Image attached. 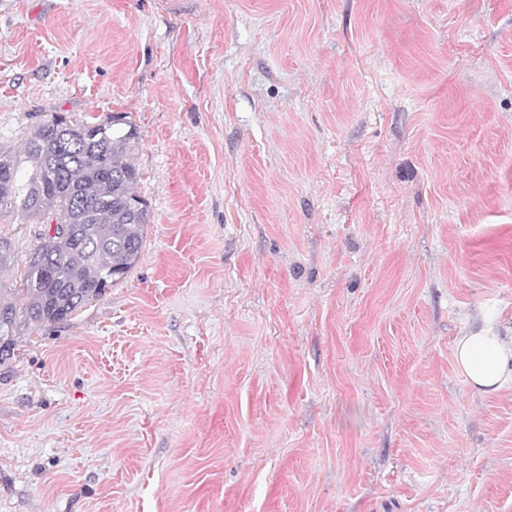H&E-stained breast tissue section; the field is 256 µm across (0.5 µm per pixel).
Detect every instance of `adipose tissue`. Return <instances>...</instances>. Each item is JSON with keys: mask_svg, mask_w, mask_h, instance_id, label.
I'll use <instances>...</instances> for the list:
<instances>
[{"mask_svg": "<svg viewBox=\"0 0 512 512\" xmlns=\"http://www.w3.org/2000/svg\"><path fill=\"white\" fill-rule=\"evenodd\" d=\"M454 356L460 372L478 391L512 387V339L500 335L494 320L485 319L479 330L458 337Z\"/></svg>", "mask_w": 512, "mask_h": 512, "instance_id": "1", "label": "adipose tissue"}]
</instances>
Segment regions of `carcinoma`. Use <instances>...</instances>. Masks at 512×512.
Returning a JSON list of instances; mask_svg holds the SVG:
<instances>
[{"label": "carcinoma", "mask_w": 512, "mask_h": 512, "mask_svg": "<svg viewBox=\"0 0 512 512\" xmlns=\"http://www.w3.org/2000/svg\"><path fill=\"white\" fill-rule=\"evenodd\" d=\"M137 127L112 114L74 122L43 115L30 135L0 150V220L63 224L37 238L20 288H0V351L31 323H61L125 278L140 257L147 201L134 191Z\"/></svg>", "instance_id": "obj_1"}]
</instances>
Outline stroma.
<instances>
[{"label":"stroma","instance_id":"obj_1","mask_svg":"<svg viewBox=\"0 0 512 512\" xmlns=\"http://www.w3.org/2000/svg\"><path fill=\"white\" fill-rule=\"evenodd\" d=\"M55 111L151 217L0 361V512H512V0H0V148ZM454 356L460 372L478 391L512 387V336H500L497 323L488 316L479 330L458 336Z\"/></svg>","mask_w":512,"mask_h":512}]
</instances>
